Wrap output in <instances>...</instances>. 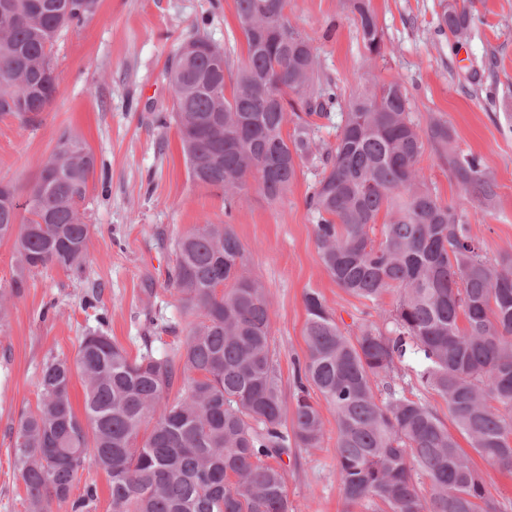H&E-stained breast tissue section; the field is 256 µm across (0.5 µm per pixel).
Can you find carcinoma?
<instances>
[{"label":"carcinoma","instance_id":"carcinoma-1","mask_svg":"<svg viewBox=\"0 0 512 512\" xmlns=\"http://www.w3.org/2000/svg\"><path fill=\"white\" fill-rule=\"evenodd\" d=\"M97 4L0 0L1 117L31 122L47 110L58 86L54 45ZM235 5L247 49L236 70L198 32L165 65L190 180L231 203L252 176L265 198L277 200L300 165L321 166L306 204L325 269L358 299L395 293L393 309L380 324L364 319L350 336L320 292L304 293L307 355L295 370L291 445L265 289L229 225H196L175 237L169 275L186 325L152 324L177 336L170 350L157 353L145 339L132 358L99 329L81 338L74 362L62 353L44 361L37 404L13 429L26 512H90L95 485L72 495L88 466L108 475L112 512H292L282 456L292 446L320 447L324 423L312 390L336 416L347 505L509 512L473 459L512 473V259L488 260L464 220L466 205L494 204L496 182L477 157L454 147L447 124L413 119L397 80L362 87L341 113L336 143H317L311 117L339 107L340 94L291 23L288 0ZM343 6L369 67L384 49L371 0ZM472 24L466 8L441 0L440 30L463 36ZM427 144L461 186V203L443 204L427 186L419 168ZM94 171L87 144L64 130L26 191L0 182V242L13 243L16 266L9 288L0 289V320L27 274L86 263L84 202ZM406 370L446 401L454 429L401 385ZM75 372L81 416L70 393ZM177 383L178 396L165 397Z\"/></svg>","mask_w":512,"mask_h":512}]
</instances>
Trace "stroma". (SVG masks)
Returning a JSON list of instances; mask_svg holds the SVG:
<instances>
[{
    "label": "stroma",
    "mask_w": 512,
    "mask_h": 512,
    "mask_svg": "<svg viewBox=\"0 0 512 512\" xmlns=\"http://www.w3.org/2000/svg\"><path fill=\"white\" fill-rule=\"evenodd\" d=\"M482 22L467 38L437 30L440 0H372L384 31V54L365 68L351 14L341 0H290L291 22L307 34L325 73L343 97L365 81L397 79L409 89L412 115L446 122L457 148L481 159L498 185L494 210L469 209L466 223L490 260L512 254V0H458ZM245 57L235 0H99L96 13L58 40L59 76L51 106L32 122L0 118V180L32 184L61 131L83 139L96 158L85 206L91 233L83 270L31 273L0 321V512H25V487L14 466L12 431L35 407L49 353L75 359L81 336L105 328L137 355L152 323L179 318L166 272L173 237L198 224H227L245 248L248 268L271 303L273 349L285 395L294 392V362L304 358L303 296L315 289L337 323L355 331L365 314L391 310L394 293L365 307L339 288L323 266L306 198L320 172L302 165L286 198L249 189L225 209L220 191L188 177L175 126L158 116L171 96L168 57L195 30ZM419 166L438 199L462 195L434 148ZM324 421L320 448L297 450L286 462L292 512L348 509L337 483L336 422L318 400Z\"/></svg>",
    "instance_id": "obj_1"
}]
</instances>
